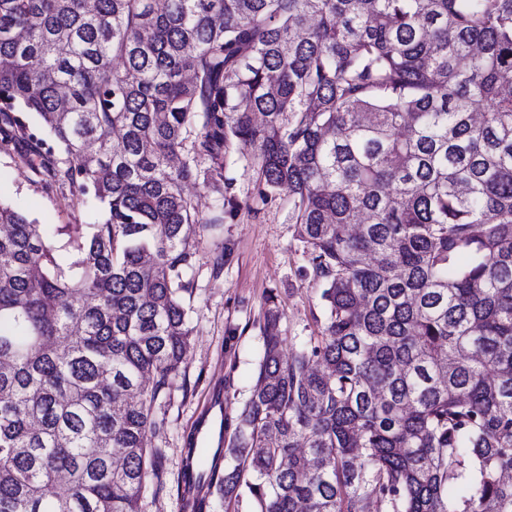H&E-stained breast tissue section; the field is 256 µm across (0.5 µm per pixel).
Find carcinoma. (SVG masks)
<instances>
[{
	"mask_svg": "<svg viewBox=\"0 0 512 512\" xmlns=\"http://www.w3.org/2000/svg\"><path fill=\"white\" fill-rule=\"evenodd\" d=\"M33 128L106 219L0 202V512H141L234 154L288 189L324 323L265 337L184 508L512 512V0H0V145ZM253 510L247 493H243L239 503L232 502L230 505L224 501V496L215 493L210 497L209 508L206 512H252Z\"/></svg>",
	"mask_w": 512,
	"mask_h": 512,
	"instance_id": "1",
	"label": "carcinoma"
}]
</instances>
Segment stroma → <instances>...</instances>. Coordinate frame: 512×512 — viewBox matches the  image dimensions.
Here are the masks:
<instances>
[{"label":"stroma","instance_id":"obj_1","mask_svg":"<svg viewBox=\"0 0 512 512\" xmlns=\"http://www.w3.org/2000/svg\"><path fill=\"white\" fill-rule=\"evenodd\" d=\"M36 162L27 143L0 148V201L42 224L101 222L95 201L78 199L66 188L46 190L33 170ZM226 175L242 209L193 246L188 364L154 408L159 428L152 445L162 456L142 512H183L179 475L187 438L215 385L223 387L228 421L236 420L248 399L264 352L267 296L276 294L283 311L275 332L284 353L316 334L323 318L310 256L288 216L287 190L260 199L254 170L238 159L228 162Z\"/></svg>","mask_w":512,"mask_h":512}]
</instances>
